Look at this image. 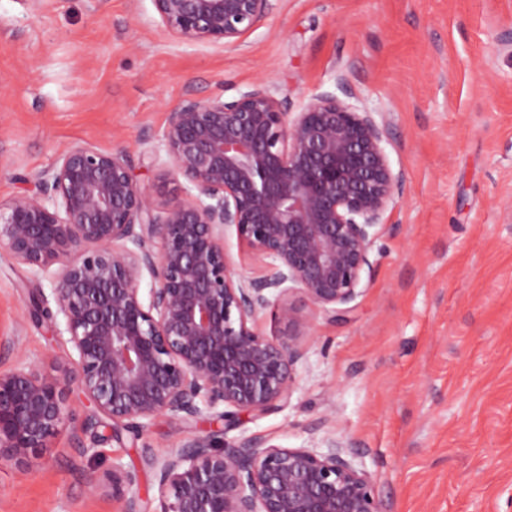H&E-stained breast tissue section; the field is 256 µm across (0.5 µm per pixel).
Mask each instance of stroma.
Here are the masks:
<instances>
[{
	"instance_id": "obj_1",
	"label": "stroma",
	"mask_w": 512,
	"mask_h": 512,
	"mask_svg": "<svg viewBox=\"0 0 512 512\" xmlns=\"http://www.w3.org/2000/svg\"><path fill=\"white\" fill-rule=\"evenodd\" d=\"M242 46L178 40L151 0H0V201L73 145L126 151L154 183L171 110L227 97L267 75L292 109L347 77L352 106L394 122L386 150L403 196L378 228L356 307L309 321L288 405L239 417L227 438L315 448L328 435L393 512H512V0H274ZM49 276L0 257V371L18 355L52 370L72 351L27 314ZM73 417L24 466L0 460V512H120L112 463L157 512L151 465L186 433L163 416L143 431Z\"/></svg>"
}]
</instances>
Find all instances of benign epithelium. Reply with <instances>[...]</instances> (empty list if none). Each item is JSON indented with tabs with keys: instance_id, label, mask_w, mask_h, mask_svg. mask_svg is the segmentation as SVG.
Segmentation results:
<instances>
[{
	"instance_id": "1",
	"label": "benign epithelium",
	"mask_w": 512,
	"mask_h": 512,
	"mask_svg": "<svg viewBox=\"0 0 512 512\" xmlns=\"http://www.w3.org/2000/svg\"><path fill=\"white\" fill-rule=\"evenodd\" d=\"M151 2L172 37L224 47L273 9V0ZM392 131L384 113L331 92L292 112L261 76L233 97L182 99L152 185L137 182L126 152L77 145L34 175L33 189L0 202V252L51 274L56 311L38 288L30 315L67 335L76 354L61 377L21 357L0 372V459L20 461L63 429L71 380L96 415L133 430L159 416L230 427L286 407L309 325L289 296L334 321L353 311L375 228L405 183L386 151ZM180 180L185 197L164 198ZM231 230L271 275L231 266ZM268 311L282 326L275 335L256 325ZM323 445L191 435L152 461L159 512H391L353 441ZM134 485L112 466L122 512H141Z\"/></svg>"
}]
</instances>
